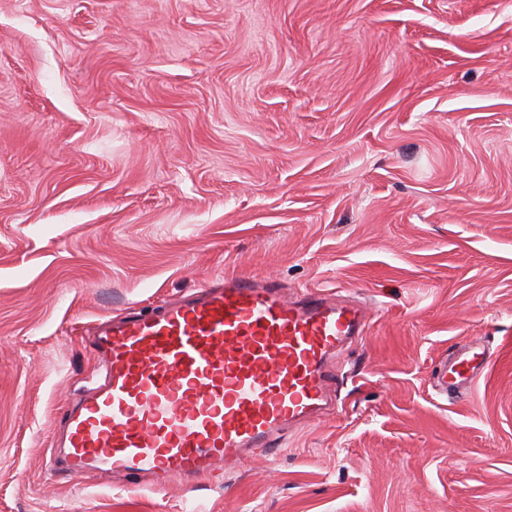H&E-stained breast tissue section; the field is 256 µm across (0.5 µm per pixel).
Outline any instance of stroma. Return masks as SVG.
Here are the masks:
<instances>
[{
    "mask_svg": "<svg viewBox=\"0 0 512 512\" xmlns=\"http://www.w3.org/2000/svg\"><path fill=\"white\" fill-rule=\"evenodd\" d=\"M227 273L366 306L331 409L221 479L49 468L95 324ZM197 503L512 512V0H0V512ZM486 363V350L481 340H470L448 357L437 373V387L448 393V387L467 388L475 383Z\"/></svg>",
    "mask_w": 512,
    "mask_h": 512,
    "instance_id": "1",
    "label": "stroma"
}]
</instances>
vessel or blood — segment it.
I'll return each instance as SVG.
<instances>
[{"instance_id":"obj_1","label":"vessel or blood","mask_w":512,"mask_h":512,"mask_svg":"<svg viewBox=\"0 0 512 512\" xmlns=\"http://www.w3.org/2000/svg\"><path fill=\"white\" fill-rule=\"evenodd\" d=\"M364 307L321 289L282 288L228 275L151 313L95 326L104 372L59 421L54 465L174 477L224 475L243 457L277 453L288 429L311 421L332 397L327 364L361 335ZM481 340L462 345L437 374L440 391L474 384Z\"/></svg>"}]
</instances>
